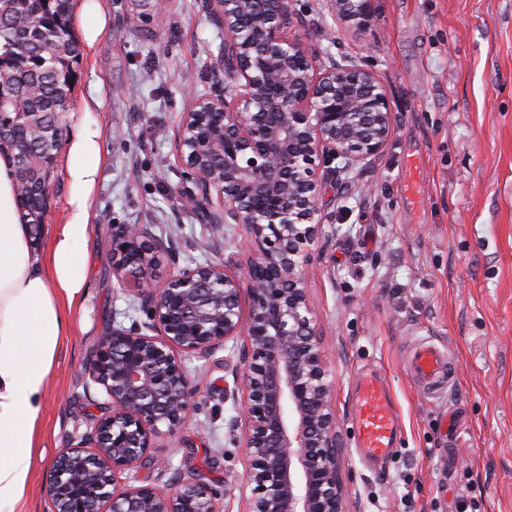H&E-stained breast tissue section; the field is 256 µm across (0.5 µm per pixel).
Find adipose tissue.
Wrapping results in <instances>:
<instances>
[{
  "instance_id": "obj_1",
  "label": "adipose tissue",
  "mask_w": 512,
  "mask_h": 512,
  "mask_svg": "<svg viewBox=\"0 0 512 512\" xmlns=\"http://www.w3.org/2000/svg\"><path fill=\"white\" fill-rule=\"evenodd\" d=\"M101 131L87 115L67 146L69 215L49 253L40 252L22 219L12 154L0 151V512H25L48 382L86 284L87 241L95 233Z\"/></svg>"
}]
</instances>
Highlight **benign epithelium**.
Here are the masks:
<instances>
[{
	"mask_svg": "<svg viewBox=\"0 0 512 512\" xmlns=\"http://www.w3.org/2000/svg\"><path fill=\"white\" fill-rule=\"evenodd\" d=\"M293 0H209L224 27L220 62L234 83L193 98L174 149L216 224H236L249 247L246 278L227 265H199L157 279L161 243L143 224L112 232L108 259L121 284L137 285L146 326L112 324L85 366L107 411L59 451L46 493L53 512H223L218 494L193 477L138 484L156 439L176 433L193 405L190 357L242 344L232 394L241 395L238 441L250 457L242 512H350L339 477L343 439L331 379L307 297V267L325 234L323 195L374 164L394 130L386 90L370 69L321 57L290 31ZM336 18L362 33L372 0H330ZM0 91V140L11 133ZM25 186L55 155L17 144ZM248 316H242V295Z\"/></svg>",
	"mask_w": 512,
	"mask_h": 512,
	"instance_id": "benign-epithelium-1",
	"label": "benign epithelium"
}]
</instances>
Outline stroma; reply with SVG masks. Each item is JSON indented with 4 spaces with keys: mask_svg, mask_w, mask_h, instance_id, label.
<instances>
[{
    "mask_svg": "<svg viewBox=\"0 0 512 512\" xmlns=\"http://www.w3.org/2000/svg\"><path fill=\"white\" fill-rule=\"evenodd\" d=\"M108 23L79 48L61 139L80 130L87 105L101 129L96 232L86 286L56 357L33 456L27 512H52L44 494L54 456L101 414L102 390L84 391V366L113 322H145L133 285L112 275V229L146 225L168 251L162 273L229 263L245 276L243 232L186 209L195 192L173 140L193 95L223 82L224 31L206 0H103ZM294 23L321 52L373 70L396 117L376 165L327 189L332 215L307 273L345 448L350 512H512V0H374L362 34L337 22L327 0H294ZM48 247L69 212L66 152L50 177ZM444 345L457 382L434 397L406 370L417 338ZM239 344L191 359L198 391L187 423L162 436L138 477L178 475L211 485L224 512H241L250 468L226 398ZM384 384L401 417L394 452L363 462L355 447L354 387Z\"/></svg>",
    "mask_w": 512,
    "mask_h": 512,
    "instance_id": "obj_1",
    "label": "stroma"
}]
</instances>
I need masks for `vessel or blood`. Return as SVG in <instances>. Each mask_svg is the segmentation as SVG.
Masks as SVG:
<instances>
[{
  "instance_id": "obj_1",
  "label": "vessel or blood",
  "mask_w": 512,
  "mask_h": 512,
  "mask_svg": "<svg viewBox=\"0 0 512 512\" xmlns=\"http://www.w3.org/2000/svg\"><path fill=\"white\" fill-rule=\"evenodd\" d=\"M413 382L423 385L430 394L447 391L456 382V369L445 349L431 341L415 344L407 358ZM356 446L369 462L386 457L398 429V415L380 380L372 375L356 385Z\"/></svg>"
}]
</instances>
